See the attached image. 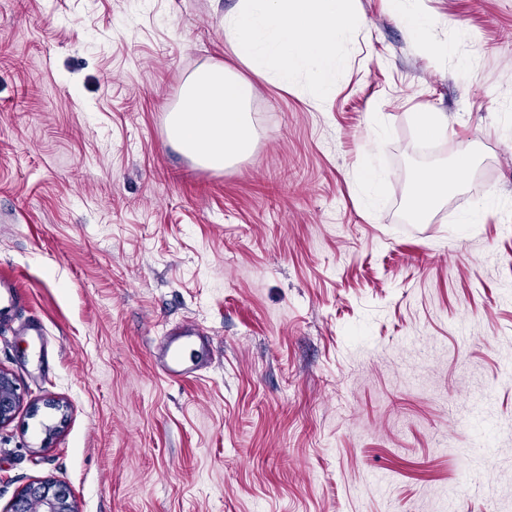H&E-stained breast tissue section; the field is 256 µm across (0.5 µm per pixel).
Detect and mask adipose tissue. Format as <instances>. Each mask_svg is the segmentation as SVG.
I'll use <instances>...</instances> for the list:
<instances>
[{"label":"adipose tissue","mask_w":512,"mask_h":512,"mask_svg":"<svg viewBox=\"0 0 512 512\" xmlns=\"http://www.w3.org/2000/svg\"><path fill=\"white\" fill-rule=\"evenodd\" d=\"M387 5L418 49L436 63L447 57L448 44L426 40L435 20L425 10L423 0H387ZM255 95V85L239 71L221 62L202 66L188 76L179 103L168 115L170 141L206 168L221 169L237 163L255 144L250 113ZM470 165L469 152L464 149L457 159V173L444 168L417 172L410 195V218L424 222L443 200L460 189L459 174Z\"/></svg>","instance_id":"1"}]
</instances>
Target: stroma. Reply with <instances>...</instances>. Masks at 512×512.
Segmentation results:
<instances>
[{"label":"stroma","mask_w":512,"mask_h":512,"mask_svg":"<svg viewBox=\"0 0 512 512\" xmlns=\"http://www.w3.org/2000/svg\"><path fill=\"white\" fill-rule=\"evenodd\" d=\"M234 2L0 0V273L23 291L0 367L25 389L0 512L42 479L80 512H512V0H425L438 67L356 0L335 97L257 81L255 146L214 170L166 118L192 72L238 66ZM464 146L462 192L410 222L414 172ZM186 323L210 357L170 384L153 350ZM412 119L426 138L441 137L447 134L448 116L443 113L421 111L413 113Z\"/></svg>","instance_id":"stroma-1"}]
</instances>
